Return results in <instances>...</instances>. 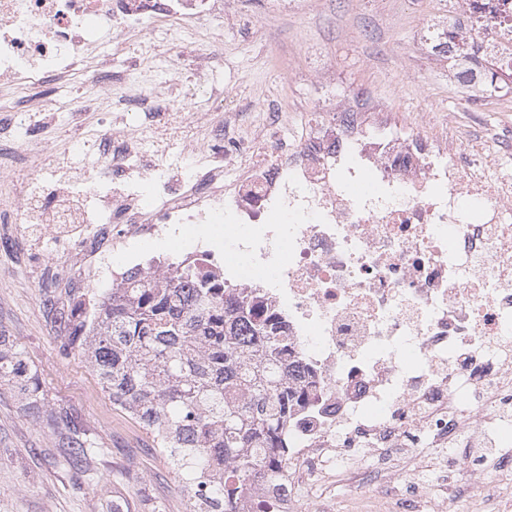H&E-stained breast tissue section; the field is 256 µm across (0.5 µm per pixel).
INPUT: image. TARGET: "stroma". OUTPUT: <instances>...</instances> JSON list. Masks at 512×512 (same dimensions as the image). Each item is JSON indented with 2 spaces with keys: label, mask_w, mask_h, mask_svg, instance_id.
I'll list each match as a JSON object with an SVG mask.
<instances>
[{
  "label": "stroma",
  "mask_w": 512,
  "mask_h": 512,
  "mask_svg": "<svg viewBox=\"0 0 512 512\" xmlns=\"http://www.w3.org/2000/svg\"><path fill=\"white\" fill-rule=\"evenodd\" d=\"M258 30L228 25L221 45L207 47L228 105L302 101L288 81L294 62L327 56L344 85L383 99L395 112L455 107L448 74L418 47L427 0H325L315 15L267 16L266 0H239ZM365 32L357 46L346 35ZM26 257L0 247V334L14 339L38 369L54 402L84 409L107 452L96 475L72 485L55 438L24 406L9 383H0V512H111L112 498L142 496L166 512H187L180 486L152 441L127 415L113 409L84 357L62 355L60 337L44 315L43 288L29 281ZM336 512H390L387 499L361 500L341 483L316 488Z\"/></svg>",
  "instance_id": "1"
}]
</instances>
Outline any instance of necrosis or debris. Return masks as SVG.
<instances>
[{
    "mask_svg": "<svg viewBox=\"0 0 512 512\" xmlns=\"http://www.w3.org/2000/svg\"><path fill=\"white\" fill-rule=\"evenodd\" d=\"M236 0H0V209L36 283L60 304L95 279L129 285L134 245L224 219L223 249L197 238L185 262L260 297L281 326L300 397L288 465L252 485L238 512H332L304 486L350 481L374 497L405 488L398 512H453L423 480L425 448L451 486L479 495L473 437L512 469V0H447L420 46L448 68L459 102L401 126L335 66L302 73L312 100L223 114L186 104L182 82L210 79L185 39L220 42ZM173 73L166 93L114 68L132 39ZM86 88L58 123L41 89ZM108 130L77 134L85 112ZM493 112L497 123L482 124ZM58 137L43 140L46 127ZM167 161L152 204L137 184ZM261 270L237 274V260ZM387 460L381 480L367 454Z\"/></svg>",
    "mask_w": 512,
    "mask_h": 512,
    "instance_id": "4bbe7bcc",
    "label": "necrosis or debris"
}]
</instances>
